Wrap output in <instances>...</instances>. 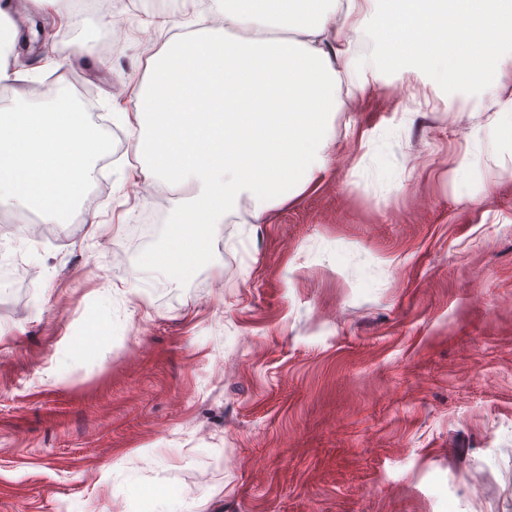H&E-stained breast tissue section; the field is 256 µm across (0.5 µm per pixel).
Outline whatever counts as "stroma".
Returning a JSON list of instances; mask_svg holds the SVG:
<instances>
[{"label": "stroma", "instance_id": "obj_1", "mask_svg": "<svg viewBox=\"0 0 512 512\" xmlns=\"http://www.w3.org/2000/svg\"><path fill=\"white\" fill-rule=\"evenodd\" d=\"M153 7L101 0L115 25L84 46L58 21L41 48L66 64L40 88H92L99 120L159 48ZM487 118L418 111L388 77L337 116L346 145L317 191L203 226L209 260L105 327L86 317L97 270L121 285L142 247L118 222L135 156L116 140L80 204L102 231L50 224L53 243L22 249L30 282L0 291V512H125L118 460L194 512H512V157L473 159L465 139ZM363 131L386 194L354 173ZM340 247L378 279L348 284Z\"/></svg>", "mask_w": 512, "mask_h": 512}]
</instances>
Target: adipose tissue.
I'll return each instance as SVG.
<instances>
[{
	"label": "adipose tissue",
	"instance_id": "1",
	"mask_svg": "<svg viewBox=\"0 0 512 512\" xmlns=\"http://www.w3.org/2000/svg\"><path fill=\"white\" fill-rule=\"evenodd\" d=\"M178 19H147L146 27L166 33L163 47L148 58L146 73L126 96L105 101L112 124L124 129L138 160L124 173L145 188L190 178L187 198L163 218L167 230L149 226L148 247L135 255L133 273L107 316L129 314L151 284L171 287L188 270L177 264L184 250L185 224H259L272 210L316 190L336 157V117L371 96L376 82L394 74L406 80L411 99L430 106L443 93L446 110L488 112L492 118L469 134L472 153L512 155V80L501 68L512 58V40L492 54L474 42L465 47L472 72L442 84L447 45L434 42L419 51L401 33L406 26L396 0H177ZM261 19L263 39L234 41L227 33L247 19ZM18 31L0 10V97L14 96L19 84L34 81L61 61L45 55L38 70L12 66ZM224 65V85L233 88L244 70L261 72L287 111L273 113L271 144L254 158L215 148L209 159L185 170L180 157L164 152L174 127L167 114L172 95L196 105L192 77L214 63ZM112 489L123 495L127 512H179L182 499L168 490H143L132 471L113 462Z\"/></svg>",
	"mask_w": 512,
	"mask_h": 512
}]
</instances>
